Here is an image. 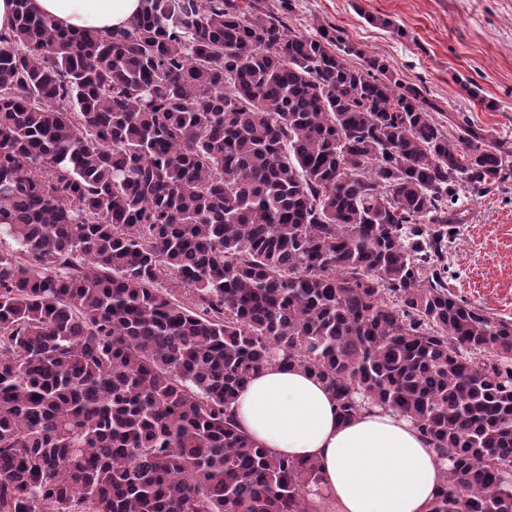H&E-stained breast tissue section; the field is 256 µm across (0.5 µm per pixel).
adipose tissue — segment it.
<instances>
[{"instance_id":"obj_1","label":"adipose tissue","mask_w":512,"mask_h":512,"mask_svg":"<svg viewBox=\"0 0 512 512\" xmlns=\"http://www.w3.org/2000/svg\"><path fill=\"white\" fill-rule=\"evenodd\" d=\"M57 26L107 32L127 27L141 0H33ZM240 426L279 455L311 460L339 512H428L446 461L413 424L374 408L340 418L330 392L298 367L272 365L249 379L235 403Z\"/></svg>"}]
</instances>
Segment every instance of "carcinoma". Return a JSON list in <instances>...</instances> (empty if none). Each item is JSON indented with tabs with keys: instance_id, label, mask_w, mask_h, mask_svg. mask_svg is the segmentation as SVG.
Returning <instances> with one entry per match:
<instances>
[{
	"instance_id": "1",
	"label": "carcinoma",
	"mask_w": 512,
	"mask_h": 512,
	"mask_svg": "<svg viewBox=\"0 0 512 512\" xmlns=\"http://www.w3.org/2000/svg\"><path fill=\"white\" fill-rule=\"evenodd\" d=\"M0 32V512H331L234 404L299 366L450 461L429 512H512V322L448 279L512 151L322 27L142 0ZM35 9L58 27L108 32L124 28L141 0H33Z\"/></svg>"
}]
</instances>
